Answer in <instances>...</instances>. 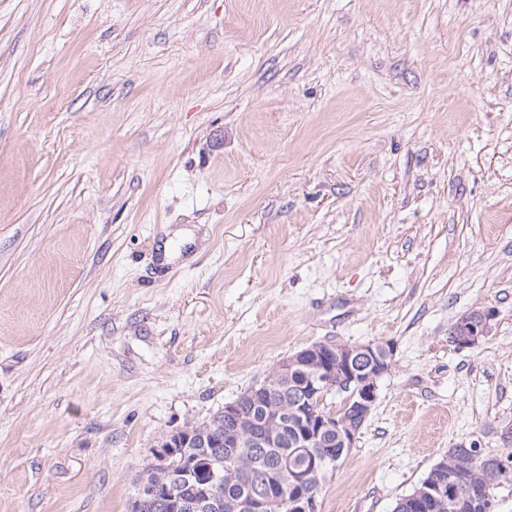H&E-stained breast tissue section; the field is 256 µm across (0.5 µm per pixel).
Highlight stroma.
Masks as SVG:
<instances>
[{"mask_svg":"<svg viewBox=\"0 0 512 512\" xmlns=\"http://www.w3.org/2000/svg\"><path fill=\"white\" fill-rule=\"evenodd\" d=\"M336 341L394 356L317 512L503 454L512 0H0V512H131L164 435ZM469 317L461 319L450 331L451 342L458 349H473L492 333V310H473Z\"/></svg>","mask_w":512,"mask_h":512,"instance_id":"1","label":"stroma"}]
</instances>
